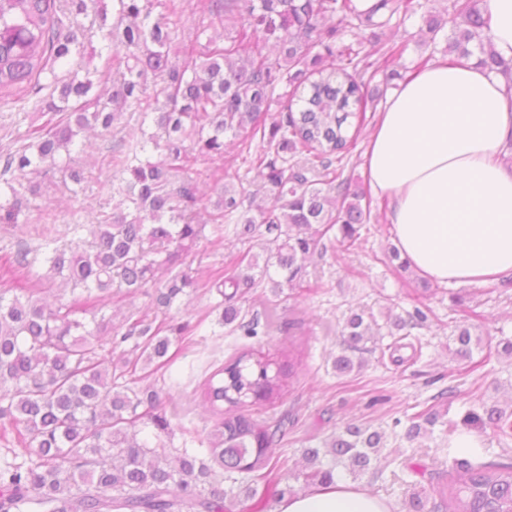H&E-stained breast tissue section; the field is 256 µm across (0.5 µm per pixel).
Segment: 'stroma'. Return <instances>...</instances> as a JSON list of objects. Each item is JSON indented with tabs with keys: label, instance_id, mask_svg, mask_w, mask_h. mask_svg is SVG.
Returning a JSON list of instances; mask_svg holds the SVG:
<instances>
[{
	"label": "stroma",
	"instance_id": "obj_1",
	"mask_svg": "<svg viewBox=\"0 0 512 512\" xmlns=\"http://www.w3.org/2000/svg\"><path fill=\"white\" fill-rule=\"evenodd\" d=\"M423 7L405 23H391L385 38L402 44L403 52L394 68L399 77L387 80L383 70H375L371 85L400 87L401 76L413 72L420 57L429 55L419 30L427 15H443L450 0H421ZM112 0L95 4L87 14L67 21V29L76 31L78 44L67 66L58 67V75L67 70L78 72L102 68L99 57L101 35L111 29L115 16ZM60 89L51 85L38 95L17 94L0 97V155L16 150L26 142L31 124L40 123L47 102L58 100ZM112 138L79 141L75 148L77 165L85 176L76 190L62 184L43 185L32 208L23 210L14 227L0 229V254L25 242L36 249L42 242L38 228L48 227L51 237L64 239L68 224L86 218L89 211H111L112 198L121 182L106 163ZM261 139L248 141L245 148L231 146L224 159L199 162L198 168L209 174L224 170L229 176L254 179L250 155L260 152ZM386 209L372 211L369 221L359 228L354 249L330 250L313 257L307 264L309 292L285 291L278 319L270 335L246 338L232 327L219 324L211 294L200 293L181 307L179 318L196 323L195 335L176 343L167 368L152 371L149 384L166 395L165 403L173 430L174 447H182L183 428L195 429L206 436L213 421L200 405L195 391L206 373L224 364L238 350L252 348L273 360H281L290 343L300 344L302 353L295 360L294 378L283 404L287 411L288 435L276 448L286 459L289 472L303 470L302 450L309 440H322L345 423L384 429L387 445L378 464V473H366L358 486L371 490L390 502L395 512H406L412 493L426 496L435 512L440 506L439 488L448 479V467L454 449L448 446L446 425L460 421L462 397L479 405L495 406L512 412V357L502 352L487 353L478 347L474 360L478 370L455 359L450 351L456 325L467 323L473 336L512 337V282L483 287H457L431 282L417 272L402 270L390 260L394 244L393 228L386 221ZM425 303L426 321H412L408 335L400 340L392 355L380 351L362 353L363 366L341 376L333 368L339 353V331L351 311L374 315L378 324L388 316H408L417 303ZM422 344V358H414L413 347ZM435 407L442 422L433 432L408 443L395 433L394 420L408 421L417 411ZM410 459L417 472H404L395 478L397 463Z\"/></svg>",
	"mask_w": 512,
	"mask_h": 512
}]
</instances>
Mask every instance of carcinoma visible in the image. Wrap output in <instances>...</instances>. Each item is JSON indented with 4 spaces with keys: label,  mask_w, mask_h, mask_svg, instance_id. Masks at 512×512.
I'll return each mask as SVG.
<instances>
[{
    "label": "carcinoma",
    "mask_w": 512,
    "mask_h": 512,
    "mask_svg": "<svg viewBox=\"0 0 512 512\" xmlns=\"http://www.w3.org/2000/svg\"><path fill=\"white\" fill-rule=\"evenodd\" d=\"M57 2L0 0V93L59 82L55 65L69 59L77 39L63 32ZM182 4L113 0L117 24L100 50L105 69L95 80L75 74L62 83L60 102H50L46 120L28 130L31 142L5 157L0 224L8 227L23 202L16 177L5 174L79 184L83 173L71 154L80 135L101 138L130 121L155 128L141 131L131 150L112 146V167L123 175L120 199L112 212L68 225L67 241L44 238L45 274L32 275L23 248L4 267L20 287L0 292V441L24 454L0 460V512H224L237 484L261 510L268 495L290 493L278 488L282 463L272 456L287 435L286 416L262 414L287 389L273 360L242 349L199 385L214 420L201 441L207 461L191 448L172 447L159 393L129 383L141 367L168 364L172 344L197 330L170 316L192 294L216 293L220 323L249 337L266 335L277 306L263 320L248 316L240 304L248 290L268 288L278 297L305 287L306 262L327 252L335 230L342 246H354L372 199L341 178V163L367 102L380 96L359 78L364 32L386 28L396 16L409 19L422 4L376 0L358 13L353 0H195L196 11L220 20L224 35L201 41L212 27L204 24L188 43L171 22ZM160 6L165 12L153 15ZM444 53L452 65L472 60L503 76L512 89V60L500 57L485 33L484 0H453ZM96 82L112 83V109L99 94L88 98ZM280 87L286 91L278 94ZM302 87L306 96L295 111ZM72 96L82 105L69 107ZM258 135L265 146L251 163L267 206L252 213L256 192L240 178L212 177L220 188L208 198L196 163L224 158L227 136ZM209 224L218 242L227 224L259 251L206 278L180 268L197 255ZM57 280L62 291L49 302L44 294ZM139 293L149 298L145 310L118 324L116 314L105 313ZM340 338L333 360L340 375L361 367L352 353L378 342L362 312L345 319ZM454 344L455 357L472 358L467 325L458 326ZM440 419L434 409L417 414L405 438L417 439ZM461 425L512 438V414L494 406L468 407L448 434ZM384 447L385 431L348 423L303 449L305 471L294 479L325 487L339 468L355 478ZM442 496L448 512H512V464L455 456Z\"/></svg>",
    "instance_id": "cac0c4a2"
}]
</instances>
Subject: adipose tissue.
<instances>
[{
	"label": "adipose tissue",
	"instance_id": "ef3b65f1",
	"mask_svg": "<svg viewBox=\"0 0 512 512\" xmlns=\"http://www.w3.org/2000/svg\"><path fill=\"white\" fill-rule=\"evenodd\" d=\"M487 33L512 59V0H486ZM512 92L473 64L439 61L388 99L366 151L365 177L389 201L387 221L413 269L440 284L512 281ZM276 512H393L335 481L284 496Z\"/></svg>",
	"mask_w": 512,
	"mask_h": 512
}]
</instances>
